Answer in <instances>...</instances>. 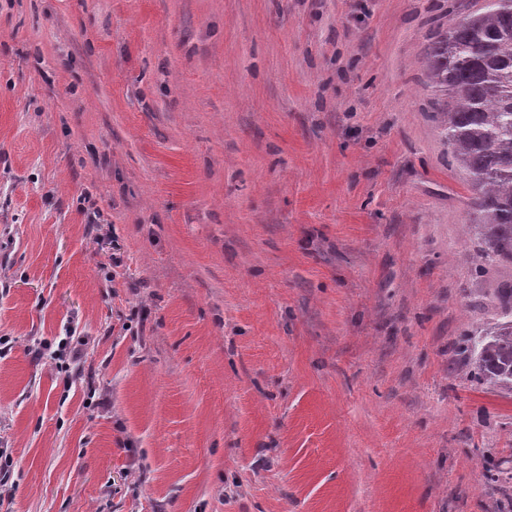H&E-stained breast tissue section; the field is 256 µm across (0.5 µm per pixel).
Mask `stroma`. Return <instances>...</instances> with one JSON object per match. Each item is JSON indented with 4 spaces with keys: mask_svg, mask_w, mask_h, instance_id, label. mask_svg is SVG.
<instances>
[{
    "mask_svg": "<svg viewBox=\"0 0 512 512\" xmlns=\"http://www.w3.org/2000/svg\"><path fill=\"white\" fill-rule=\"evenodd\" d=\"M482 4L0 0V512H512L424 69Z\"/></svg>",
    "mask_w": 512,
    "mask_h": 512,
    "instance_id": "obj_1",
    "label": "stroma"
}]
</instances>
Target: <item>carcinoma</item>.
I'll list each match as a JSON object with an SVG mask.
<instances>
[{"label":"carcinoma","mask_w":512,"mask_h":512,"mask_svg":"<svg viewBox=\"0 0 512 512\" xmlns=\"http://www.w3.org/2000/svg\"><path fill=\"white\" fill-rule=\"evenodd\" d=\"M425 74L448 98L440 126L471 192L465 233L478 248L474 271L512 265V0H484L438 34ZM498 295L496 321L465 334L462 365L476 382L511 394L512 282Z\"/></svg>","instance_id":"1"}]
</instances>
